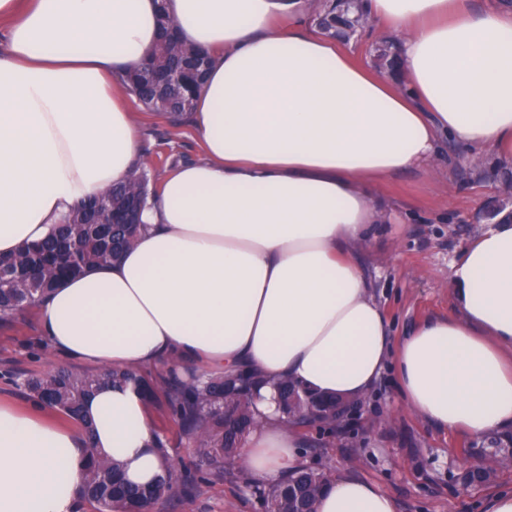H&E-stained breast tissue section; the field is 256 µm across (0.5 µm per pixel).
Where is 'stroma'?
<instances>
[{
  "mask_svg": "<svg viewBox=\"0 0 512 512\" xmlns=\"http://www.w3.org/2000/svg\"><path fill=\"white\" fill-rule=\"evenodd\" d=\"M134 120L144 157L165 158L166 169L204 158L191 120L175 121L135 107ZM512 181V161L442 142L432 167L414 168L381 187L399 219L373 225L354 256L373 282V297L385 310L394 337L420 322L451 314L455 308L454 266L465 247L489 227L488 203L497 201L504 180ZM89 371L45 340L37 307L0 324V401L28 408L32 400L22 379L51 368ZM169 440L176 473L196 468V445L177 422L152 413ZM489 441L447 432L405 408L393 365H385L364 397L356 424L336 432L303 435L305 465L345 471L368 481L394 499L397 512H487L496 493L512 490V465L499 464ZM495 471L491 483L464 484L471 459ZM150 512H258L257 502L229 470L223 481L200 484L191 498L161 501Z\"/></svg>",
  "mask_w": 512,
  "mask_h": 512,
  "instance_id": "obj_1",
  "label": "stroma"
}]
</instances>
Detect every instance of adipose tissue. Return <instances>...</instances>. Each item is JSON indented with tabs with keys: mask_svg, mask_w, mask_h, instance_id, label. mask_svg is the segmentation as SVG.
Here are the masks:
<instances>
[{
	"mask_svg": "<svg viewBox=\"0 0 512 512\" xmlns=\"http://www.w3.org/2000/svg\"><path fill=\"white\" fill-rule=\"evenodd\" d=\"M161 0H0V255L52 237L140 160L122 78L153 51ZM211 65L194 98L207 158L165 174L120 261L60 284L39 309L49 343L100 369L169 361L262 378L261 424L237 464L275 484L301 465L275 382L364 397L394 357L406 407L476 440L512 426V218L455 265V309L399 344L352 248L396 219L379 193L433 165L442 139L512 160V11L476 0H365L396 41L399 77L316 34L301 0H162ZM128 482L161 472L140 389L85 407ZM81 435L44 408L0 402V512H74ZM315 512H396L330 474Z\"/></svg>",
	"mask_w": 512,
	"mask_h": 512,
	"instance_id": "adipose-tissue-1",
	"label": "adipose tissue"
}]
</instances>
